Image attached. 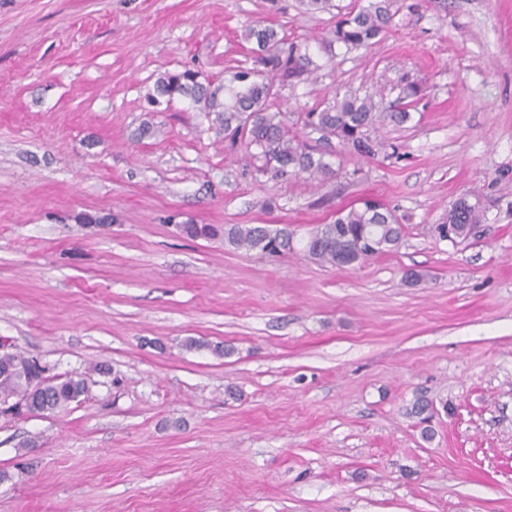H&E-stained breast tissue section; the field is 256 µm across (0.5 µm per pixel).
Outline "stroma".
Instances as JSON below:
<instances>
[{
    "mask_svg": "<svg viewBox=\"0 0 512 512\" xmlns=\"http://www.w3.org/2000/svg\"><path fill=\"white\" fill-rule=\"evenodd\" d=\"M392 11L349 50L300 0H0V339L88 381L65 409L0 417V512H512V0ZM255 21L318 66L277 105L329 183L254 174L189 100L149 101L165 71L251 66ZM407 79L423 96L398 124ZM349 93L375 97L393 156L304 128ZM365 198L404 233L351 266L177 230L300 240ZM460 198L485 223L439 239ZM179 233L188 239L224 238L225 247L256 251L261 255L276 257L294 252V233L288 229H272L255 224H231L221 227L214 224H181Z\"/></svg>",
    "mask_w": 512,
    "mask_h": 512,
    "instance_id": "stroma-1",
    "label": "stroma"
}]
</instances>
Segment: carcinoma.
<instances>
[{"label": "carcinoma", "mask_w": 512, "mask_h": 512, "mask_svg": "<svg viewBox=\"0 0 512 512\" xmlns=\"http://www.w3.org/2000/svg\"><path fill=\"white\" fill-rule=\"evenodd\" d=\"M392 0H368L357 4L336 21L331 31L333 41L349 49L367 47L379 41L393 19ZM242 39L254 44L251 52L261 68L236 67L227 83L213 86L201 81L197 70L167 71L156 81V96L169 101L176 97L190 100L197 111L212 118L217 131L224 132L232 145L241 149L258 174L286 179L306 177L326 183L336 179L339 170L323 155L291 132L288 113L275 108L280 83L290 78L311 75V61L298 44L272 26L254 22L244 27ZM422 95L414 81L404 83L394 119L405 123ZM378 103L371 97L346 95L323 108L305 113L304 126L319 134V139L335 138L348 151L373 157L385 148L378 138L376 112ZM480 202L465 203L454 221L453 233L466 238L473 227L482 223ZM179 233L188 239L224 238V246L256 251L276 257L294 252V233L255 224H179ZM403 237V226L392 210L383 204L365 200L337 212L329 224H319L303 239L304 257L320 265L345 266L364 263L394 250ZM39 362L11 346L0 343V413L31 414L54 412L78 400L87 392L83 375L47 376ZM433 403L419 399L411 414L422 425V435L430 440L433 430Z\"/></svg>", "instance_id": "obj_1"}]
</instances>
